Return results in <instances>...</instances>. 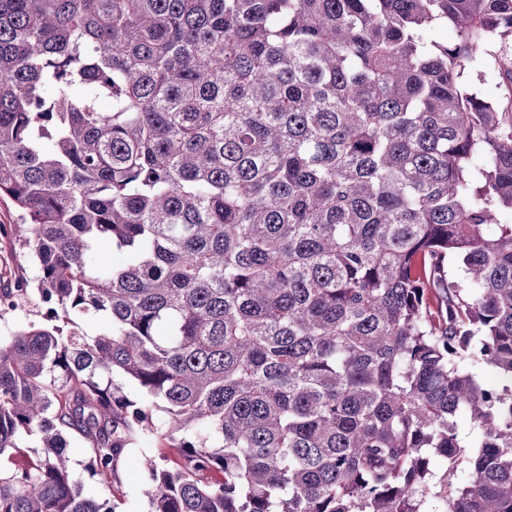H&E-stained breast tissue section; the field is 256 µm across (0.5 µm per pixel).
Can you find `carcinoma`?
Segmentation results:
<instances>
[{"instance_id": "1", "label": "carcinoma", "mask_w": 512, "mask_h": 512, "mask_svg": "<svg viewBox=\"0 0 512 512\" xmlns=\"http://www.w3.org/2000/svg\"><path fill=\"white\" fill-rule=\"evenodd\" d=\"M497 46L512 0H0V512H117L70 438L110 490L153 434L147 512H512ZM482 79L478 85L480 93L495 101L501 109L510 110L512 105V92L507 84H504L498 76L497 65L491 56H486L481 68ZM33 277V267L16 252L13 239L0 235V276L1 287H6L10 276ZM42 322L41 309L35 301L25 306L21 311L2 312L0 314V340L7 342L14 333L29 324ZM70 456L73 469L76 475L84 481L88 494L93 496L102 494L106 488L101 485L95 478H89L83 470L84 449L80 440H78L76 437L71 439Z\"/></svg>"}]
</instances>
